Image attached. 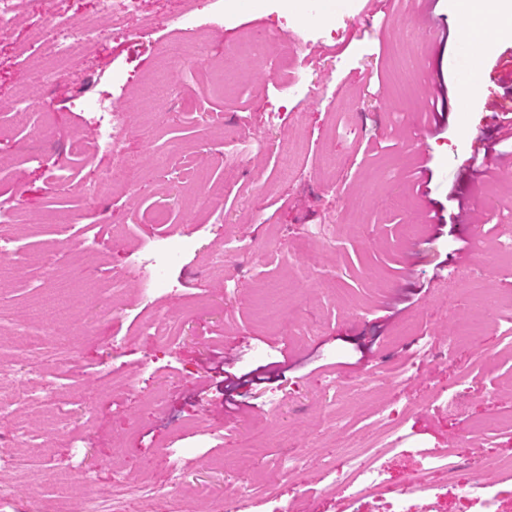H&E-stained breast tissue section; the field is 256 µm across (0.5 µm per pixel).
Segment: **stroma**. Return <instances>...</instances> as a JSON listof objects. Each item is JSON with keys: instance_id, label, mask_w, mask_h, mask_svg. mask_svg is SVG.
I'll use <instances>...</instances> for the list:
<instances>
[{"instance_id": "1", "label": "stroma", "mask_w": 512, "mask_h": 512, "mask_svg": "<svg viewBox=\"0 0 512 512\" xmlns=\"http://www.w3.org/2000/svg\"><path fill=\"white\" fill-rule=\"evenodd\" d=\"M194 0V31L171 22L181 0H141L127 29L74 58L47 88L20 95L14 70L47 55L33 33L45 8L75 16L93 0H17L11 43L0 51V113L20 99L49 115L48 134L0 132V205L15 208L0 226L15 251L44 254L41 267L15 265L0 281V358L15 365L30 395L69 387L70 433L46 440L20 434V402L0 412V450L18 461L0 468L15 486L0 512H62L67 496L84 508L116 481L145 474L155 495L128 499L127 512H177L181 503L221 500L244 512H378L374 498L350 500L332 469L352 447H369L390 488L424 474L435 512H473L429 455L453 453L464 475L512 458V425L489 442L473 421L512 417V357L503 356L512 310L489 333L452 343L476 309L456 284L512 292V259L481 257L465 246L470 226L495 236L512 225V163L496 177L473 175L467 160L493 140L490 110L512 91L494 81L512 36L475 45L481 81L460 85L448 69L454 40L414 49L403 67L418 96L398 95L391 59L422 34L420 0ZM183 40L177 93L160 103L146 92L167 43ZM309 91L284 95L281 64ZM447 102L441 129L417 141L413 125L430 98ZM125 111L131 129L121 157L77 154L91 133L96 103ZM301 153L294 174L280 149ZM427 157L428 191L416 206L412 169ZM134 168L131 189L89 201L84 187L101 170ZM69 170L71 181L53 182ZM441 221L425 223L422 204ZM127 234L113 240L110 227ZM316 224L333 240L311 243ZM244 235L246 254L215 251ZM170 242L162 272L169 291L114 297L108 281L133 273L147 248ZM283 317L257 302L268 288ZM416 336L403 339L405 319ZM176 321L171 344L152 335ZM311 335L296 338L297 325ZM431 354L415 358L421 343ZM401 412V443L382 447L379 407ZM213 464L200 465L201 456Z\"/></svg>"}]
</instances>
